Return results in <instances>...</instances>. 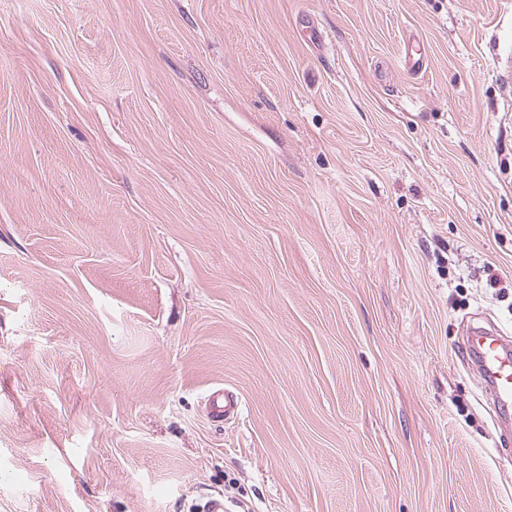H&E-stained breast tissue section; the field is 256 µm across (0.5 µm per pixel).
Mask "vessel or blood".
Listing matches in <instances>:
<instances>
[{"instance_id":"obj_1","label":"vessel or blood","mask_w":512,"mask_h":512,"mask_svg":"<svg viewBox=\"0 0 512 512\" xmlns=\"http://www.w3.org/2000/svg\"><path fill=\"white\" fill-rule=\"evenodd\" d=\"M466 343L492 395L495 411H508L512 408V345L483 327L471 328ZM240 412V400L224 391H214L207 399L206 414L212 420L233 419Z\"/></svg>"}]
</instances>
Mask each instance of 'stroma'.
<instances>
[{
  "mask_svg": "<svg viewBox=\"0 0 512 512\" xmlns=\"http://www.w3.org/2000/svg\"><path fill=\"white\" fill-rule=\"evenodd\" d=\"M510 54L512 0H0V512H512ZM467 346L476 362L497 414L512 407V351L508 343L483 327L469 330ZM241 412L239 399L223 390L212 392L206 402V414L214 421H224L237 416Z\"/></svg>",
  "mask_w": 512,
  "mask_h": 512,
  "instance_id": "35a3bbf8",
  "label": "stroma"
}]
</instances>
